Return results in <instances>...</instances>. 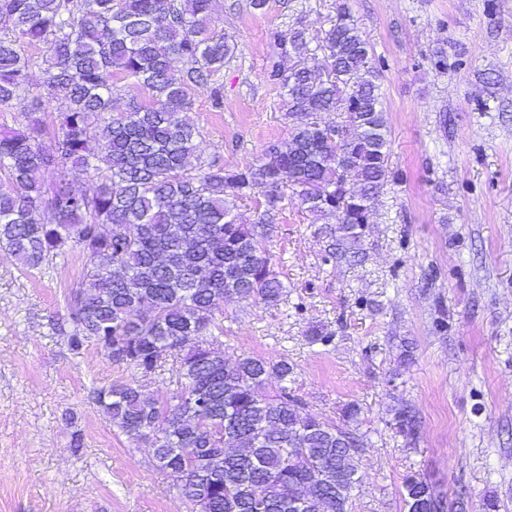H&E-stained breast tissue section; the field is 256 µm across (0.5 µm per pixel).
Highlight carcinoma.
Returning <instances> with one entry per match:
<instances>
[{
  "label": "carcinoma",
  "instance_id": "cac0c4a2",
  "mask_svg": "<svg viewBox=\"0 0 512 512\" xmlns=\"http://www.w3.org/2000/svg\"><path fill=\"white\" fill-rule=\"evenodd\" d=\"M0 108H23L19 128L0 129V251L28 268L53 262L72 243L87 253L88 288L71 308L72 330L55 323L80 354L95 345L129 379L93 392L104 417L127 439L149 445L173 477L177 495L198 512H351L362 435L346 406L343 425L304 412L288 389L285 361L224 353L195 339L223 330L228 297L276 305L284 294L266 240L284 190L323 224L331 254L356 262L366 224L384 186L399 179L372 50L348 0L314 38L302 28L273 33L265 79L285 91V116H300L288 140L234 169L213 160L188 172L198 127L187 116L191 92L210 89L224 106L217 77L234 55L218 30L212 0H0ZM46 53L23 52V45ZM183 66L177 68L174 61ZM42 83L30 88L28 75ZM149 92L115 111L116 82ZM63 100L57 131L44 144V114ZM335 112L330 125L323 115ZM110 114L109 119L102 115ZM101 124L98 138L88 134ZM60 169L46 182L44 173ZM85 181L82 190L74 181ZM266 189L258 219L239 222L238 203ZM171 353L181 379L172 396H148L139 376L158 373ZM280 382L275 394L269 381ZM394 429L413 441L417 417L395 413ZM405 512H466L427 480L407 475Z\"/></svg>",
  "mask_w": 512,
  "mask_h": 512
}]
</instances>
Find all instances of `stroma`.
<instances>
[{
	"mask_svg": "<svg viewBox=\"0 0 512 512\" xmlns=\"http://www.w3.org/2000/svg\"><path fill=\"white\" fill-rule=\"evenodd\" d=\"M379 70L400 179L365 229L364 260H328L327 227L296 196L268 242L286 286L277 306L225 303L224 355L293 365L307 412L341 422L361 408L365 435L352 512H404L406 475L467 512H512V0H350ZM237 45L189 113L200 147L189 170L232 169L287 139L284 91L265 79L273 32H324L335 0H214ZM81 246L29 269L0 252V512H188L144 443L130 442L92 402L130 372L96 346L70 351L54 329L85 275ZM324 340H313L312 330ZM420 421L407 442L391 422ZM81 448H71L73 435Z\"/></svg>",
	"mask_w": 512,
	"mask_h": 512,
	"instance_id": "obj_1",
	"label": "stroma"
}]
</instances>
